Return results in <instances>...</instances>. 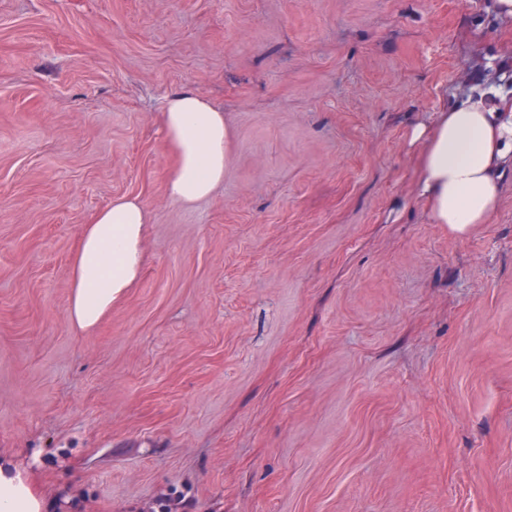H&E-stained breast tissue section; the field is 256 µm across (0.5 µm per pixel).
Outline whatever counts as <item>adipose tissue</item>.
Instances as JSON below:
<instances>
[{
  "mask_svg": "<svg viewBox=\"0 0 512 512\" xmlns=\"http://www.w3.org/2000/svg\"><path fill=\"white\" fill-rule=\"evenodd\" d=\"M166 141L175 165L166 194L191 205L213 194L224 181L228 130L224 113L190 90L167 97L162 111ZM423 143L421 193L435 223L464 233L488 223L512 162V110L493 105L486 94L438 112L415 128ZM142 204L121 198L100 209L85 225L73 262L70 322L81 330L96 326L137 278L141 266ZM41 502L20 478L0 468V512H41Z\"/></svg>",
  "mask_w": 512,
  "mask_h": 512,
  "instance_id": "ef3b65f1",
  "label": "adipose tissue"
}]
</instances>
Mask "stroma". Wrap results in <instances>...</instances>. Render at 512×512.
<instances>
[{
    "instance_id": "obj_1",
    "label": "stroma",
    "mask_w": 512,
    "mask_h": 512,
    "mask_svg": "<svg viewBox=\"0 0 512 512\" xmlns=\"http://www.w3.org/2000/svg\"><path fill=\"white\" fill-rule=\"evenodd\" d=\"M224 112L172 201L161 114ZM512 103L496 0H0V464L44 512H512V167L456 234L410 134ZM141 275L68 317L80 234ZM166 141L175 165L166 181V194L192 205L213 194L224 181L228 130L224 113L190 90L167 97L162 111ZM146 212L138 198H121L85 225L73 262L69 320L80 330L96 326L137 278Z\"/></svg>"
}]
</instances>
